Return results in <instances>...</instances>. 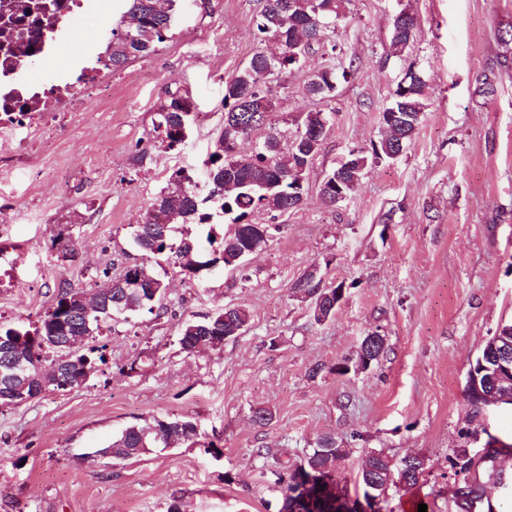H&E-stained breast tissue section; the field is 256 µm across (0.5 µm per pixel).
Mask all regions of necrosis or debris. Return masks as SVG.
I'll return each mask as SVG.
<instances>
[{
  "label": "necrosis or debris",
  "mask_w": 512,
  "mask_h": 512,
  "mask_svg": "<svg viewBox=\"0 0 512 512\" xmlns=\"http://www.w3.org/2000/svg\"><path fill=\"white\" fill-rule=\"evenodd\" d=\"M100 10V0H0V122L87 110L86 92L112 80L106 56L92 67L75 61L65 69L56 56ZM36 61L46 76L34 77Z\"/></svg>",
  "instance_id": "1"
}]
</instances>
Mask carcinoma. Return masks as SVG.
<instances>
[{
	"label": "carcinoma",
	"mask_w": 512,
	"mask_h": 512,
	"mask_svg": "<svg viewBox=\"0 0 512 512\" xmlns=\"http://www.w3.org/2000/svg\"><path fill=\"white\" fill-rule=\"evenodd\" d=\"M125 11L112 25V43L106 53L112 71L125 67L130 61L150 56L158 47L172 37V25L167 23L169 12L179 9L180 0H123ZM347 0H264L256 22L260 41L277 44L280 55L265 49L256 51L249 63L224 85V123L216 138L214 149L205 165L211 184L209 199L217 204V214L234 226L224 234L221 260L224 268L241 271L247 257L263 249L281 230L279 224L257 226L249 221L256 209L277 216L302 207L306 201L304 177L308 167L321 151L324 134L313 135L323 130L324 123L331 122L330 114L311 110L297 118V127L289 138L282 131L268 127L264 140L255 146L252 153L243 156L234 152L231 143L249 136L267 123L268 114L277 111V105L266 96L264 84L268 69L283 73L299 69L308 55L318 46L329 56L336 55L337 45L328 44V32L336 28V20L343 16ZM416 25V18L405 10L392 18L390 45L393 53L401 56L409 47L408 29ZM351 71L338 70L327 64L317 70L306 85L312 98L325 99L336 90L338 78H347ZM426 83L422 77L411 72L406 85H396L389 103L381 112L386 116L396 114L392 130L372 144L371 149H353L348 152L347 163L331 175H340V188L351 196L368 169L380 158H391L409 147L418 130L424 109ZM193 103L181 89L165 90V101L154 112L152 118L153 145L168 152L183 145L188 137ZM196 183L184 168L174 170L165 186L157 192L150 207L133 232V243L142 252L145 260L124 268L121 277H142L139 287L98 289L96 309L88 317L80 315L82 304L79 297L85 295L80 289L62 285L35 327L23 325H0V341L9 345L13 356L27 362L35 374L43 375L47 390L57 389L54 378L46 373L58 358L65 354L60 344H69L73 353L69 363V374L80 387L78 379L86 376L85 370H95L96 361L104 360L97 346L89 341L99 335L104 325L127 319L129 315L162 308L166 285L155 274L152 260L163 258L180 269L188 278L198 277L195 262L199 260L198 243L187 237L175 239L174 224H209L214 214L205 211L196 202ZM294 295L310 301L311 317L322 324L336 313L332 297L336 287L326 286L319 268L313 267L292 285ZM249 313L239 307L226 306L201 320L184 323L179 343L188 353L212 350L216 340L235 338L247 327ZM372 342L373 349L367 357L371 363L380 362L386 353V338L382 335H367L362 343ZM22 383L0 378V398L5 405L25 404L20 388ZM198 436L196 422L188 418H155L143 425H130L112 437L105 447L95 454L113 462L151 454L156 450L172 449L170 438L190 441ZM499 449L490 448L486 459L490 463L488 481L499 492L506 505L512 504V479L502 484L503 471L495 468ZM344 453L336 452V438L325 436L317 446L306 452L299 462L286 471L273 472L282 486V512H342L346 505L340 498L351 499L346 487L336 495L338 462ZM423 472L399 469L390 465V459L382 452H372L363 458L358 472V484L368 490L374 480L378 486L389 488L405 484L415 486ZM484 496L483 486L465 481L459 488V506L462 512H475Z\"/></svg>",
	"instance_id": "carcinoma-1"
}]
</instances>
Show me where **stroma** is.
Segmentation results:
<instances>
[{
  "label": "stroma",
  "instance_id": "35a3bbf8",
  "mask_svg": "<svg viewBox=\"0 0 512 512\" xmlns=\"http://www.w3.org/2000/svg\"><path fill=\"white\" fill-rule=\"evenodd\" d=\"M262 5L182 0L172 38L114 72L111 92H91L87 111L0 126V208L11 214L0 223V324L36 323L59 286L89 291L140 261L132 232L170 171H191L207 197L224 84L260 47ZM402 9L417 25L399 57L390 29ZM510 31L512 0H348L332 39L353 68L333 96L305 93L318 52L266 83L273 120L314 109L333 117L305 173L304 206L252 214L281 231L244 272L189 279L158 262L164 314L103 329L104 360L81 387L0 405V512H280L281 489L255 449L292 464L327 435L346 450L338 476L352 495L369 452L425 457L418 484L389 488L383 512H461L463 477L449 460L465 430L503 442L497 465L512 475V412L474 417L464 396L485 340L512 323ZM410 67L428 84L412 144L374 164L345 202L325 205V174L381 139V112ZM168 87L189 92L197 118L185 143L163 152L151 146V118ZM58 234L74 260L51 249ZM314 267L345 286L322 324L290 290ZM227 305L249 313L246 332L186 353L184 322ZM373 332L387 354L354 370ZM344 364L350 372L338 374ZM261 408L271 414L263 427L253 421ZM187 416L199 434L179 447L119 463L89 454L127 426Z\"/></svg>",
  "mask_w": 512,
  "mask_h": 512
}]
</instances>
